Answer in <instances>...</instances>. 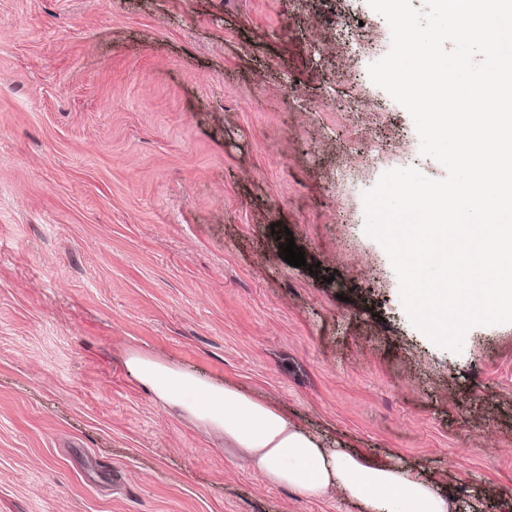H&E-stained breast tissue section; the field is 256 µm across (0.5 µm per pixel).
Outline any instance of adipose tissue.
Returning <instances> with one entry per match:
<instances>
[{
	"label": "adipose tissue",
	"instance_id": "adipose-tissue-1",
	"mask_svg": "<svg viewBox=\"0 0 512 512\" xmlns=\"http://www.w3.org/2000/svg\"><path fill=\"white\" fill-rule=\"evenodd\" d=\"M129 373L161 401L223 430L268 483L310 498L342 490L363 512H453L447 496L398 466L324 447L321 439L289 421L270 403L238 387L176 370L152 358L126 359Z\"/></svg>",
	"mask_w": 512,
	"mask_h": 512
}]
</instances>
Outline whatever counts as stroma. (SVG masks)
Here are the masks:
<instances>
[{
	"instance_id": "obj_1",
	"label": "stroma",
	"mask_w": 512,
	"mask_h": 512,
	"mask_svg": "<svg viewBox=\"0 0 512 512\" xmlns=\"http://www.w3.org/2000/svg\"><path fill=\"white\" fill-rule=\"evenodd\" d=\"M390 46L367 0H0V512H362L264 482L132 353L512 512V323L437 345L366 233L383 173L446 175L369 77Z\"/></svg>"
}]
</instances>
